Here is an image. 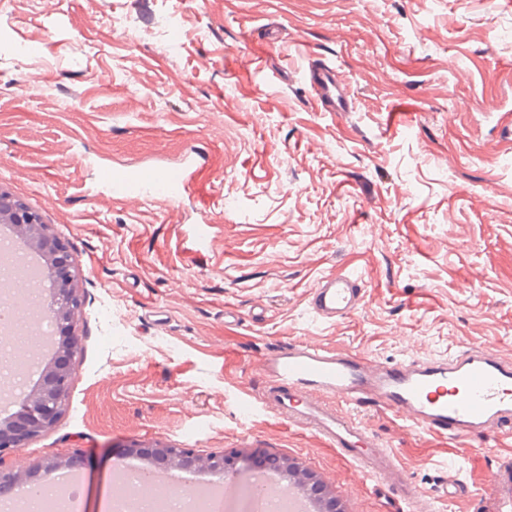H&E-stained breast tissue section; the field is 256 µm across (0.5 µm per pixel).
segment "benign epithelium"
Wrapping results in <instances>:
<instances>
[{"mask_svg": "<svg viewBox=\"0 0 512 512\" xmlns=\"http://www.w3.org/2000/svg\"><path fill=\"white\" fill-rule=\"evenodd\" d=\"M0 224L10 225L12 241H21L42 256L45 278L50 288L48 294L41 299L40 309L53 326V332L47 338L51 356L36 362L38 380L32 383L27 376L22 379L19 385L22 398L18 402V409L0 419L2 496L19 483L30 486L50 484L70 463L79 462V451L76 450L67 457L46 458L35 469L23 475L7 463L4 455L6 451L22 448L27 442L53 429L68 409L75 374L74 361L81 344L79 316L83 296L72 273L76 261L69 246L56 236L52 226L43 220L38 211L1 185ZM124 454L141 456L172 470L199 466L228 472L237 469L240 463L249 468L256 464L247 456L228 457L222 453L200 456L187 448H175L168 441L145 444L132 442L125 446ZM261 459L289 473L295 484L322 492L324 507L321 512H341L337 508L336 495L315 471L275 453L266 452Z\"/></svg>", "mask_w": 512, "mask_h": 512, "instance_id": "benign-epithelium-1", "label": "benign epithelium"}]
</instances>
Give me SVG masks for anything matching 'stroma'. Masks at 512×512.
Segmentation results:
<instances>
[{
	"mask_svg": "<svg viewBox=\"0 0 512 512\" xmlns=\"http://www.w3.org/2000/svg\"><path fill=\"white\" fill-rule=\"evenodd\" d=\"M1 40L35 50H0V185L70 246L84 297L69 409L11 464L82 450L91 493L132 441L273 452L351 487L353 512H403L391 485L238 400L289 342L512 355V0H0ZM323 61L350 111L318 110L306 73ZM189 161L194 193L135 212L99 181ZM203 192L219 204L196 247ZM341 269L365 301L321 321L309 292ZM357 417L428 493L455 457L469 491L441 510L480 512L486 449Z\"/></svg>",
	"mask_w": 512,
	"mask_h": 512,
	"instance_id": "35a3bbf8",
	"label": "stroma"
}]
</instances>
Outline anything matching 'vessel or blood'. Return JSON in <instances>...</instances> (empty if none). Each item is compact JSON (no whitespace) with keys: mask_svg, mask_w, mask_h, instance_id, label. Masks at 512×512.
<instances>
[{"mask_svg":"<svg viewBox=\"0 0 512 512\" xmlns=\"http://www.w3.org/2000/svg\"><path fill=\"white\" fill-rule=\"evenodd\" d=\"M310 80L322 111L350 110L334 68L318 64ZM100 180L113 197L130 204L169 199L192 187V177L182 167L151 174L105 169ZM363 297L359 278L339 271L317 280L311 307L318 318L334 322L353 315ZM261 375L260 399L243 400V415L258 405L273 408L289 425L335 448L363 481L394 480L398 496L407 503H419L422 490L405 477L396 450L371 434L355 410L382 408L412 428L457 441L512 427V360L482 345L443 359L383 362L311 342L293 343L270 351ZM488 486L489 494L480 498L483 512H512V453L496 455Z\"/></svg>","mask_w":512,"mask_h":512,"instance_id":"vessel-or-blood-1","label":"vessel or blood"}]
</instances>
